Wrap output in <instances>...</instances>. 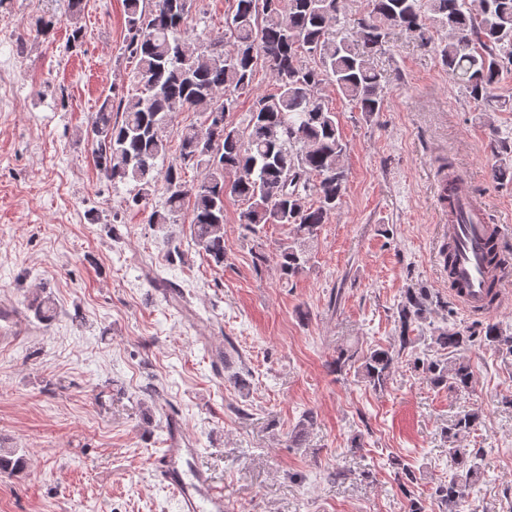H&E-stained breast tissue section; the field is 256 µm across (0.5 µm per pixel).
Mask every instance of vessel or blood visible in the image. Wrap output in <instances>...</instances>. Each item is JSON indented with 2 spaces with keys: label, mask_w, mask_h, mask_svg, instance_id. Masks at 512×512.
<instances>
[{
  "label": "vessel or blood",
  "mask_w": 512,
  "mask_h": 512,
  "mask_svg": "<svg viewBox=\"0 0 512 512\" xmlns=\"http://www.w3.org/2000/svg\"><path fill=\"white\" fill-rule=\"evenodd\" d=\"M460 200L467 221H448V276L461 285L455 298L467 313L489 316L512 303V291L507 276L491 270L485 260L488 237L496 228L487 223L484 204L465 194ZM168 432L167 448L153 458L155 480L174 493L179 512H225L223 487L200 464L198 449L191 447L177 419H170Z\"/></svg>",
  "instance_id": "obj_1"
}]
</instances>
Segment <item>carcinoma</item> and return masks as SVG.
<instances>
[{
  "label": "carcinoma",
  "instance_id": "obj_1",
  "mask_svg": "<svg viewBox=\"0 0 512 512\" xmlns=\"http://www.w3.org/2000/svg\"><path fill=\"white\" fill-rule=\"evenodd\" d=\"M123 55L135 62L133 88L106 95L86 136L95 164L112 185L134 183L127 208L150 210L149 224H174L192 198L190 235L198 251L224 265V196L249 206L244 224L256 229L281 224L293 229L276 254L281 278L304 270L320 226L341 202L347 179L345 145L336 113L317 91L326 80L366 114L381 110L384 80L375 56L400 27L427 25L448 31L440 56L448 76L475 100H491L504 64H512V0H367L355 38L337 28L340 0H233L224 32L210 35L191 26L196 0H125ZM264 65L276 92L254 98L246 127L227 121L240 95ZM195 112L198 124L180 133L178 156L165 169L163 129L176 112ZM202 179L188 184L185 170ZM163 203L152 205L157 186ZM425 289L409 288L399 305L398 350L376 349L362 357L358 374L376 390L386 388L400 351L408 348L411 323L425 318ZM483 342L512 357V336L499 325L480 329ZM474 331L437 330L434 343L449 352L467 349ZM422 372L436 387L471 388L469 362L456 356L430 358ZM482 419L477 410L459 414L448 429V456L455 472L437 487L448 512H458L484 471L480 454L458 443ZM25 466L24 456L0 453V471Z\"/></svg>",
  "mask_w": 512,
  "mask_h": 512
}]
</instances>
